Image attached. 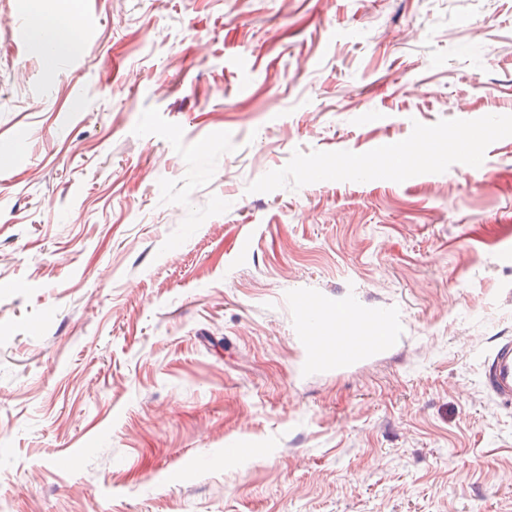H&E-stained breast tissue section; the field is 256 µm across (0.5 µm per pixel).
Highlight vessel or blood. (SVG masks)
Here are the masks:
<instances>
[{"label": "vessel or blood", "instance_id": "vessel-or-blood-1", "mask_svg": "<svg viewBox=\"0 0 512 512\" xmlns=\"http://www.w3.org/2000/svg\"><path fill=\"white\" fill-rule=\"evenodd\" d=\"M293 304L306 322L300 341L306 351L320 362L350 364L372 350L386 346L389 339L382 336L381 331L391 327L396 318L393 311L366 309L351 299L334 319L330 331L321 334L315 320L327 313V305L309 294L296 295ZM352 320L365 323V332L358 336L349 335L348 323ZM483 383L499 404L512 407V336L502 337L486 356Z\"/></svg>", "mask_w": 512, "mask_h": 512}]
</instances>
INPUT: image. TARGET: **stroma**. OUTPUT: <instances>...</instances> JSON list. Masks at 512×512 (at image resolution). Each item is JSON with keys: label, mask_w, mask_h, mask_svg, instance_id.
Here are the masks:
<instances>
[{"label": "stroma", "mask_w": 512, "mask_h": 512, "mask_svg": "<svg viewBox=\"0 0 512 512\" xmlns=\"http://www.w3.org/2000/svg\"><path fill=\"white\" fill-rule=\"evenodd\" d=\"M78 11L44 69L0 0V507L512 512V0ZM300 293L392 344L314 361ZM483 383L499 404L512 407V336L502 337L485 357Z\"/></svg>", "instance_id": "obj_1"}]
</instances>
